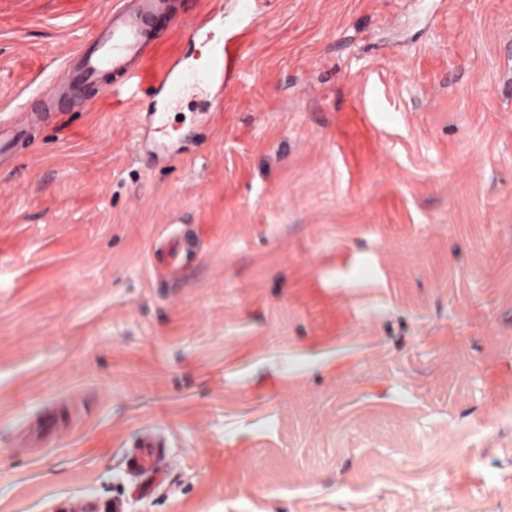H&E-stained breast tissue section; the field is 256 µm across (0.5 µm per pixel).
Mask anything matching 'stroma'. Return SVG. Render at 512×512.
Listing matches in <instances>:
<instances>
[{"mask_svg":"<svg viewBox=\"0 0 512 512\" xmlns=\"http://www.w3.org/2000/svg\"><path fill=\"white\" fill-rule=\"evenodd\" d=\"M123 4L0 0V512H512V0H177L224 22L155 20L144 74L231 37L239 75L162 133L161 93H37ZM26 121L14 119L2 121L0 124V167L6 158L12 156L10 152L12 145L23 139L26 132ZM66 431L58 415L52 412H44L34 423L23 431L17 440L16 450L24 452L38 443L45 441L51 435H57ZM170 464L164 437L153 430H146L127 453L126 474L144 489H151ZM64 512H125L124 503L118 500H112L110 504H102L98 498L91 496H82L71 499Z\"/></svg>","mask_w":512,"mask_h":512,"instance_id":"35a3bbf8","label":"stroma"}]
</instances>
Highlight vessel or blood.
Here are the masks:
<instances>
[{
	"label": "vessel or blood",
	"instance_id": "vessel-or-blood-1",
	"mask_svg": "<svg viewBox=\"0 0 512 512\" xmlns=\"http://www.w3.org/2000/svg\"><path fill=\"white\" fill-rule=\"evenodd\" d=\"M137 2L135 11L116 9L108 14L97 25L90 41L75 51L73 58L41 85V95L51 100L61 96L73 84L97 83L108 74L123 77L127 81L140 78L141 72L134 69L133 64L143 57L147 42L153 36L149 22L157 15L172 12L175 4L174 0ZM236 54L235 44L227 43L212 56L206 78L216 90H223L225 81L235 76ZM190 78L188 68L182 66L180 58L176 57L165 65L154 83L159 90L172 96ZM25 132V120L14 119L0 123V162L10 157L12 145L21 141ZM64 430L57 414L42 413L19 435L16 448L21 452L26 451ZM170 464L164 437L147 430L127 453L126 473L137 484L149 489L168 470ZM64 512H125V509L123 502L118 500L105 505L98 498L82 496L70 500Z\"/></svg>",
	"mask_w": 512,
	"mask_h": 512
}]
</instances>
